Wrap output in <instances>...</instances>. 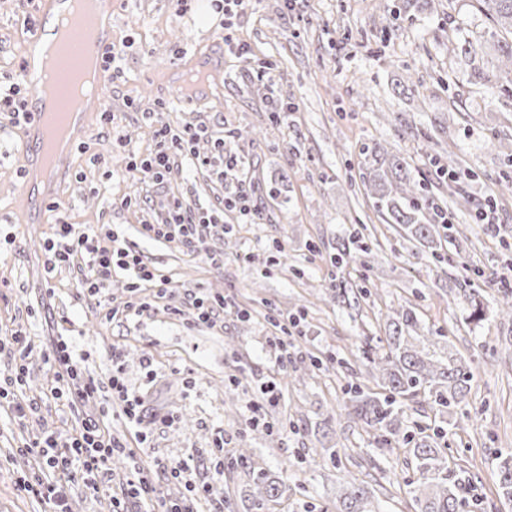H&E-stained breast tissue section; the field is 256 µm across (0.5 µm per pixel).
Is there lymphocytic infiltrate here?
Masks as SVG:
<instances>
[{
  "label": "lymphocytic infiltrate",
  "instance_id": "lymphocytic-infiltrate-1",
  "mask_svg": "<svg viewBox=\"0 0 512 512\" xmlns=\"http://www.w3.org/2000/svg\"><path fill=\"white\" fill-rule=\"evenodd\" d=\"M200 136V130L189 127H162L155 133L153 153L141 162L130 163L129 168L138 172L144 182L159 186L164 184L177 158L207 166L208 158L200 156L194 149ZM228 207L238 211L242 223L252 224L257 220V207L244 190L225 199L223 207L193 215L183 209L179 197L175 196L171 199L166 222L142 225L141 233L190 249L203 231L223 223L224 210ZM107 239V244L103 245L77 230L75 225L61 224L54 239L48 240L46 249L51 254L52 265H68L77 270L78 285L88 294H102L113 274L121 270L132 277L131 291L151 288L158 297H166L169 292L167 276L147 265L138 252L124 247L117 232L108 233ZM9 342L13 349L14 374L7 377L6 387H0V398L6 400L13 421L21 425L36 413L38 404L26 398L21 390L26 371L27 336L17 330L12 332ZM46 361L53 373L46 388L47 397L62 402L70 411L79 412L81 420L68 437L50 433L24 445L23 453L34 455L36 465L33 473L19 476L15 484L21 494L51 503L52 512H69L72 489L79 486L97 491L112 487V464L127 453L126 445L112 436L104 414L91 412V404L103 399L108 405L118 406L123 418L137 425V437L144 440L148 437L147 429L141 426L145 397L128 387L117 365L112 368L108 392H101L94 379L85 374L68 337L59 336L53 340ZM188 468V463L183 460L169 462L159 473L151 467L133 464L119 487H112L113 512H129L133 505L137 506L138 512H194L195 499L209 494L208 485L192 487L189 496L175 501L165 498L162 492L163 482L181 481Z\"/></svg>",
  "mask_w": 512,
  "mask_h": 512
}]
</instances>
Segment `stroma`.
<instances>
[{"mask_svg":"<svg viewBox=\"0 0 512 512\" xmlns=\"http://www.w3.org/2000/svg\"><path fill=\"white\" fill-rule=\"evenodd\" d=\"M108 8L109 38L126 46L112 82L115 118L87 112L52 191L24 181L32 160L28 126L0 118V340L26 333L24 390L39 403L23 426L0 411V512H50L21 495L15 480L35 465L19 446L72 428L68 409L44 395L53 336L70 337L100 386L117 363L127 383L147 395V443L137 444L122 416L106 418L135 454L114 462L115 476L134 460L158 469L183 460L188 482L211 487L198 512H245L252 472L265 469L288 485L281 512H306L313 502L335 504L338 481L349 472L368 486L380 512H414L408 484L418 474L404 448H370V434L345 407L347 384L362 368L355 358L362 340L383 335L388 316L405 305L470 363L467 404L444 441L449 455L466 462L462 477L481 500L474 512H512L498 495L496 460L512 452V318L491 312L473 323L453 293L466 280L494 301L497 276L512 268V162L504 156L512 93L489 99L485 86L469 82L465 61L448 57L456 30L474 41L484 34L475 0H300L292 11L283 0H244L232 29L248 48L242 55L221 39L225 15L217 0H109ZM46 12L45 0H0V82L26 64L31 28ZM208 56L222 57L221 67L203 97L185 100L179 77ZM278 102L290 110L275 122ZM163 125L206 130L196 150L211 165L177 160L166 182L150 187L127 165L152 151ZM379 143L406 159L414 180L431 183L435 205L452 223L446 265L386 224L368 195L362 174ZM452 152L460 162L456 185L473 201L468 209L437 182L436 169ZM231 158L237 167L216 183L213 169ZM242 189L256 203L258 223L225 210L223 232L197 251L140 233L141 224L165 219L171 195L195 213ZM488 199L506 236L475 217V205ZM62 222L90 235L117 231L170 279L177 296H221L231 309L216 325L196 323L191 309L177 314L150 291L131 292L123 273L102 296L83 292L74 269L46 265L44 243ZM343 243L350 256L333 267ZM213 253L223 255V265L211 263ZM338 279L366 296L337 303ZM138 301L150 304L142 316L101 314V303ZM243 310L249 320H241ZM291 318L299 326L283 369L267 338L275 320ZM314 358L321 368L311 367ZM269 380L279 392L268 416L274 428L258 432L247 407ZM337 442L368 449V459L330 461L323 449ZM240 447L252 449V467L237 464Z\"/></svg>","mask_w":512,"mask_h":512,"instance_id":"35a3bbf8","label":"stroma"}]
</instances>
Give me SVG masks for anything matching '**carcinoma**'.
Segmentation results:
<instances>
[{
	"label": "carcinoma",
	"instance_id": "cac0c4a2",
	"mask_svg": "<svg viewBox=\"0 0 512 512\" xmlns=\"http://www.w3.org/2000/svg\"><path fill=\"white\" fill-rule=\"evenodd\" d=\"M477 10L486 24V34L496 39L500 54V80L488 83L494 95L512 85V0H476ZM372 161L363 173L378 211L388 224H396L406 238L438 256L441 225L436 221V206L423 193L424 187L409 178L406 162L381 144L371 151ZM459 302L470 310L469 319L480 320L484 301L477 288H462ZM441 333L421 334L417 313L410 307L394 313L379 338L382 353L371 359L376 371V385L383 392L348 384L350 414L369 428L373 445L379 450L406 447L419 473L410 483L409 494L415 512H460L467 487L457 475L459 464L444 452L443 424L457 414L471 390V372L465 360L449 344L440 342ZM423 399L440 419L433 435H412L404 428L403 414L407 402ZM500 497L512 501V454L500 460ZM285 493L284 483L264 470L253 473L248 512H269V504ZM371 492L345 474L336 489L337 512H374L369 508Z\"/></svg>",
	"mask_w": 512,
	"mask_h": 512
}]
</instances>
